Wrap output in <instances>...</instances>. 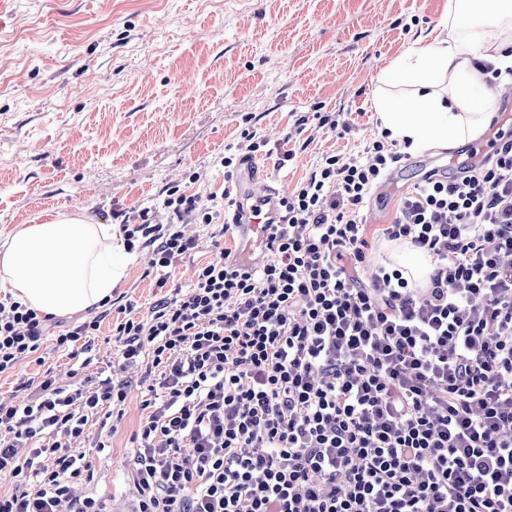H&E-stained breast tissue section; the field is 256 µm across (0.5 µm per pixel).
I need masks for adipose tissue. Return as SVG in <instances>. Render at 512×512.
I'll return each mask as SVG.
<instances>
[{
  "label": "adipose tissue",
  "instance_id": "adipose-tissue-1",
  "mask_svg": "<svg viewBox=\"0 0 512 512\" xmlns=\"http://www.w3.org/2000/svg\"><path fill=\"white\" fill-rule=\"evenodd\" d=\"M443 39H419L386 62L373 94L379 130L406 153L446 150L478 136L497 107L512 66V0H448ZM136 256L119 225L59 213L0 239V292L43 315L101 306Z\"/></svg>",
  "mask_w": 512,
  "mask_h": 512
}]
</instances>
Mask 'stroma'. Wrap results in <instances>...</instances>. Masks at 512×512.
<instances>
[{
    "label": "stroma",
    "mask_w": 512,
    "mask_h": 512,
    "mask_svg": "<svg viewBox=\"0 0 512 512\" xmlns=\"http://www.w3.org/2000/svg\"><path fill=\"white\" fill-rule=\"evenodd\" d=\"M446 0H0V235L62 212L98 224L113 211L155 206L168 185L222 191L219 158L243 129L295 152L285 168L261 159L268 181L294 188L327 154L360 155L380 133L372 96L385 63L418 38H443ZM349 120L341 135L317 116ZM306 117L303 132L295 122ZM199 173L190 182L191 173ZM414 171L369 199L368 263L390 256L391 223ZM138 251L115 305L155 299ZM105 318L85 359L45 340L40 361L0 377L72 367L95 381L117 376L118 345ZM143 412L132 388L111 448L84 446L92 488L132 493L125 472Z\"/></svg>",
    "instance_id": "35a3bbf8"
}]
</instances>
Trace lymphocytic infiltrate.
<instances>
[{
	"instance_id": "f902f5d3",
	"label": "lymphocytic infiltrate",
	"mask_w": 512,
	"mask_h": 512,
	"mask_svg": "<svg viewBox=\"0 0 512 512\" xmlns=\"http://www.w3.org/2000/svg\"><path fill=\"white\" fill-rule=\"evenodd\" d=\"M373 141L327 155L279 202L261 258L213 242L188 286L170 280L201 249L185 225L234 207L230 193L166 189L165 224L125 213L151 251L162 295L118 306L120 371L157 376L141 402L133 512H512V142L452 180L414 186L382 235L431 256L428 286L392 262L367 283L362 210L401 162ZM101 317H53L0 302V375L56 349L81 354ZM0 397V512H112L79 494L71 452L90 418L124 415L127 382L68 390L46 371Z\"/></svg>"
}]
</instances>
